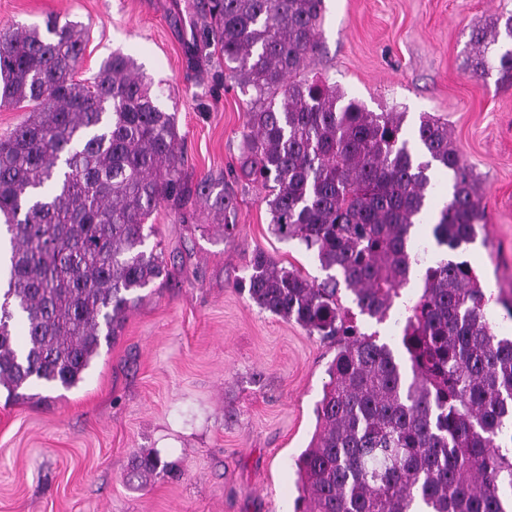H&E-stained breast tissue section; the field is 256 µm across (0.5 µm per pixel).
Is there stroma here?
Listing matches in <instances>:
<instances>
[{"label":"stroma","instance_id":"stroma-1","mask_svg":"<svg viewBox=\"0 0 512 512\" xmlns=\"http://www.w3.org/2000/svg\"><path fill=\"white\" fill-rule=\"evenodd\" d=\"M189 0H0V28L50 15L81 22L77 68L92 77L119 51L175 113L192 180L223 179L231 204L215 216L191 202L149 218L148 245L173 267L133 303L84 382L27 401L0 392V512H293L295 459L316 431V405L336 347L252 302L242 284L253 250L322 277L317 255L271 230L268 188L241 171L246 98L224 61L189 66ZM512 15V0H324L308 75L335 83L371 112L447 122L482 187L483 240L460 252L486 286L487 315L512 335L497 295L512 294V86L471 72L476 21ZM233 225L225 236V225ZM411 277L383 323L358 321L397 344ZM156 451L181 475L140 487L132 457Z\"/></svg>","mask_w":512,"mask_h":512}]
</instances>
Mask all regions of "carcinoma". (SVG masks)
<instances>
[{
	"label": "carcinoma",
	"instance_id": "obj_1",
	"mask_svg": "<svg viewBox=\"0 0 512 512\" xmlns=\"http://www.w3.org/2000/svg\"><path fill=\"white\" fill-rule=\"evenodd\" d=\"M193 65L224 58L246 112L242 167L270 187L271 230L317 253L326 278L278 267L254 250L247 293L258 307L336 345L316 406L318 430L295 460L294 512H512V337L500 336L474 270L455 259L483 227L481 187L448 123L423 115L415 147L402 112H369L304 74L319 46L323 0H195ZM512 39V16L504 32ZM497 23L471 33L473 71L512 83V48L496 59ZM79 22L0 30V107H31L0 137V216L7 288L0 296V386L83 382L139 291L170 275L148 247L146 221L192 200L224 213V191L183 171L176 116L163 111L135 62L114 52L75 79ZM450 192L432 227L450 258L418 273L398 348L361 330L384 320L412 271L413 228L427 213L432 166ZM26 328L25 340L14 334ZM142 485L178 465L150 451L131 460Z\"/></svg>",
	"mask_w": 512,
	"mask_h": 512
}]
</instances>
